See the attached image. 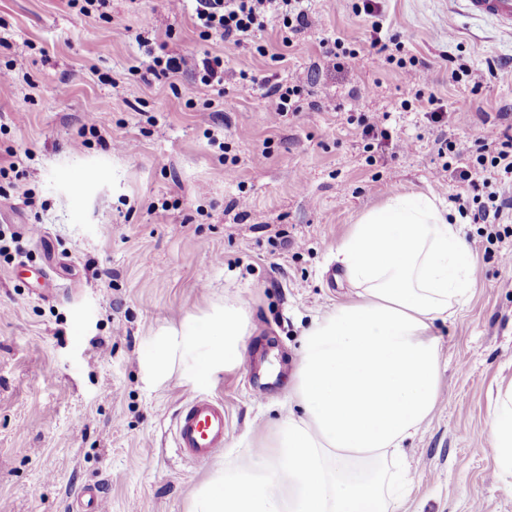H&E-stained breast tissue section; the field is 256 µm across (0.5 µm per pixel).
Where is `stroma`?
Returning <instances> with one entry per match:
<instances>
[{"mask_svg": "<svg viewBox=\"0 0 512 512\" xmlns=\"http://www.w3.org/2000/svg\"><path fill=\"white\" fill-rule=\"evenodd\" d=\"M354 0H304L315 28L284 49L271 21L247 47L199 37L193 2L0 0V222L19 243L0 253V512H79L94 486L107 512H189L218 470L254 452L288 415V385L311 322L354 290L336 247L366 210L422 192L447 210L464 187L442 171L437 138L497 141L512 113V32L464 0H378L383 25L429 65L450 110L428 122L395 66L378 67ZM360 58L321 70L322 38ZM192 60L224 58V86L181 71L155 76L142 39ZM267 46L260 56L256 45ZM497 76L478 92L449 59ZM308 71L301 109L239 95L241 74ZM388 113L407 153L368 146L356 123ZM210 121H202V114ZM95 117L97 131L83 125ZM512 236L472 251L473 294L436 322L438 408L409 439L405 512H512L488 438L499 385L512 381ZM249 306L253 360L194 379L193 360L155 373L163 335L224 303ZM279 376L252 397L270 361ZM224 403V448L180 457L172 422L188 394Z\"/></svg>", "mask_w": 512, "mask_h": 512, "instance_id": "35a3bbf8", "label": "stroma"}]
</instances>
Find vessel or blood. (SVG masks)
Instances as JSON below:
<instances>
[{
  "label": "vessel or blood",
  "mask_w": 512,
  "mask_h": 512,
  "mask_svg": "<svg viewBox=\"0 0 512 512\" xmlns=\"http://www.w3.org/2000/svg\"><path fill=\"white\" fill-rule=\"evenodd\" d=\"M471 11L495 17L512 29V0H467ZM177 454L187 459L209 460L224 448V405L208 396L184 399L173 420Z\"/></svg>",
  "instance_id": "b4317fda"
}]
</instances>
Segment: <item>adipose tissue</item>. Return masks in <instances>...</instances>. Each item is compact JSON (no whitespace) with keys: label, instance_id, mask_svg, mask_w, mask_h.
<instances>
[{"label":"adipose tissue","instance_id":"1","mask_svg":"<svg viewBox=\"0 0 512 512\" xmlns=\"http://www.w3.org/2000/svg\"><path fill=\"white\" fill-rule=\"evenodd\" d=\"M355 288L305 331L290 383L297 413L275 429L268 456L217 471L190 512H391L413 478L393 472L438 404L433 333L472 292L471 252L446 209L428 195H395L367 211L336 248ZM249 312L228 303L204 327L161 341L154 363L192 357L200 376L241 364ZM496 474L512 493V382L489 423Z\"/></svg>","mask_w":512,"mask_h":512}]
</instances>
